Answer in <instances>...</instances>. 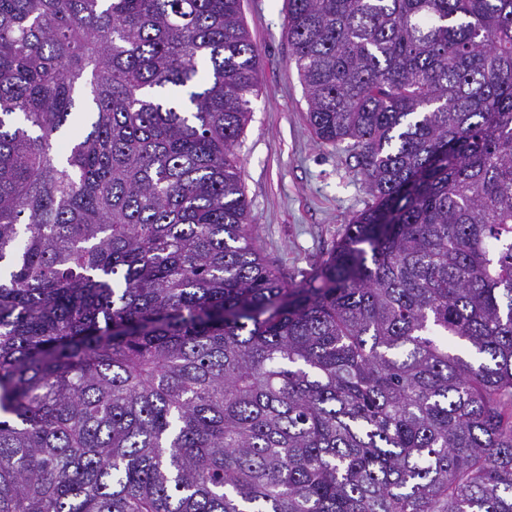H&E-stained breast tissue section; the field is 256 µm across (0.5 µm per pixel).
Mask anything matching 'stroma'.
I'll use <instances>...</instances> for the list:
<instances>
[{"instance_id": "obj_1", "label": "stroma", "mask_w": 512, "mask_h": 512, "mask_svg": "<svg viewBox=\"0 0 512 512\" xmlns=\"http://www.w3.org/2000/svg\"><path fill=\"white\" fill-rule=\"evenodd\" d=\"M286 0H242L259 51V84L237 152L242 182L266 258L300 280L369 197L343 149L320 144L284 34Z\"/></svg>"}]
</instances>
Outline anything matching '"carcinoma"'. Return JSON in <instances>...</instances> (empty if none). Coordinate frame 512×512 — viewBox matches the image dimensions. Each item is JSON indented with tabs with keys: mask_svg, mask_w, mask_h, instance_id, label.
Returning <instances> with one entry per match:
<instances>
[{
	"mask_svg": "<svg viewBox=\"0 0 512 512\" xmlns=\"http://www.w3.org/2000/svg\"><path fill=\"white\" fill-rule=\"evenodd\" d=\"M242 0H0V512H512V0H287L369 202L248 223Z\"/></svg>",
	"mask_w": 512,
	"mask_h": 512,
	"instance_id": "cac0c4a2",
	"label": "carcinoma"
}]
</instances>
